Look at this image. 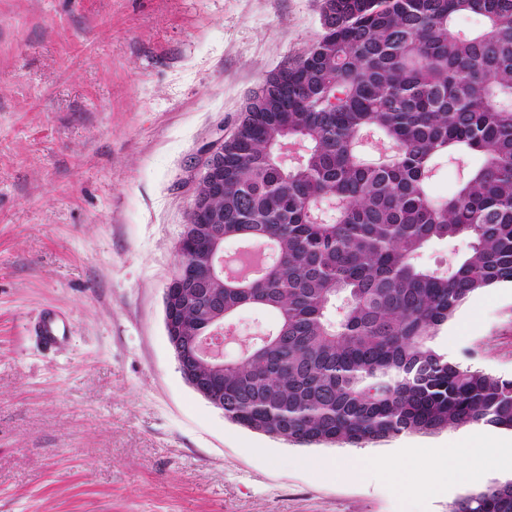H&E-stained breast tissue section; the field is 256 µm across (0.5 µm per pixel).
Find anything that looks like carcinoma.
Wrapping results in <instances>:
<instances>
[{
	"mask_svg": "<svg viewBox=\"0 0 512 512\" xmlns=\"http://www.w3.org/2000/svg\"><path fill=\"white\" fill-rule=\"evenodd\" d=\"M463 16L481 26L458 28ZM322 19L312 50L280 68L288 96L262 82L261 111L224 143L210 201L224 222L198 225L177 255L224 297V320L252 308L276 323L238 359L197 367L223 382L226 420L290 445L512 432V378L434 345L472 294L512 287V0H324ZM368 135L384 155H362ZM443 158L460 173L437 196ZM459 237L469 248L448 269L416 262ZM230 240L268 244L260 275L212 281L205 258ZM206 310L185 289L191 332ZM449 512H512V479Z\"/></svg>",
	"mask_w": 512,
	"mask_h": 512,
	"instance_id": "1",
	"label": "carcinoma"
}]
</instances>
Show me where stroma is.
Here are the masks:
<instances>
[{"instance_id":"obj_1","label":"stroma","mask_w":512,"mask_h":512,"mask_svg":"<svg viewBox=\"0 0 512 512\" xmlns=\"http://www.w3.org/2000/svg\"><path fill=\"white\" fill-rule=\"evenodd\" d=\"M322 0H0V512H448L460 429L300 447L183 380L163 293L194 166L322 32ZM53 321L59 334L41 333ZM512 378V288L435 340Z\"/></svg>"}]
</instances>
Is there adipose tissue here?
<instances>
[{"mask_svg": "<svg viewBox=\"0 0 512 512\" xmlns=\"http://www.w3.org/2000/svg\"><path fill=\"white\" fill-rule=\"evenodd\" d=\"M512 461V440L476 435L470 443L449 448L428 477L431 488H444L475 477L487 465Z\"/></svg>", "mask_w": 512, "mask_h": 512, "instance_id": "adipose-tissue-1", "label": "adipose tissue"}]
</instances>
